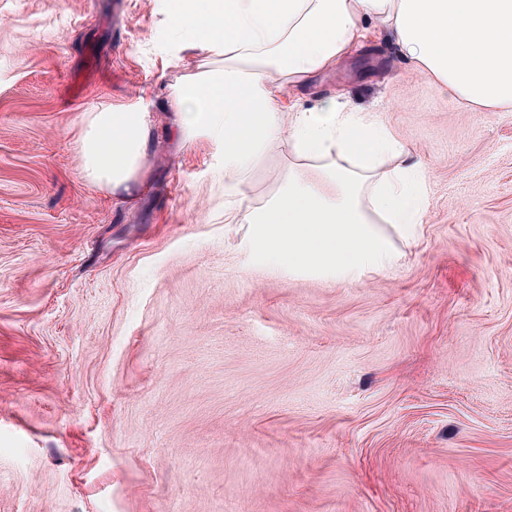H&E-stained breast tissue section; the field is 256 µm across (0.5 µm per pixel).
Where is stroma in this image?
Instances as JSON below:
<instances>
[{
  "label": "stroma",
  "instance_id": "1",
  "mask_svg": "<svg viewBox=\"0 0 512 512\" xmlns=\"http://www.w3.org/2000/svg\"><path fill=\"white\" fill-rule=\"evenodd\" d=\"M162 0H0V512H512V109L464 105L370 29L285 102L379 113L426 172L398 267L290 275L224 221L215 133L173 132ZM146 112L134 203L90 113Z\"/></svg>",
  "mask_w": 512,
  "mask_h": 512
}]
</instances>
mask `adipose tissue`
<instances>
[{
    "mask_svg": "<svg viewBox=\"0 0 512 512\" xmlns=\"http://www.w3.org/2000/svg\"><path fill=\"white\" fill-rule=\"evenodd\" d=\"M164 14L181 50L221 60L169 85L178 135L216 131L224 180L237 187L290 146L278 192L261 205L229 206L224 221L253 225L257 250L295 273L354 280L396 266L386 226L412 236L426 215L424 170L378 113L283 102L350 54L365 20L440 89L480 108H512V0H166ZM150 142L144 113H92L83 173L136 199Z\"/></svg>",
    "mask_w": 512,
    "mask_h": 512,
    "instance_id": "1",
    "label": "adipose tissue"
}]
</instances>
